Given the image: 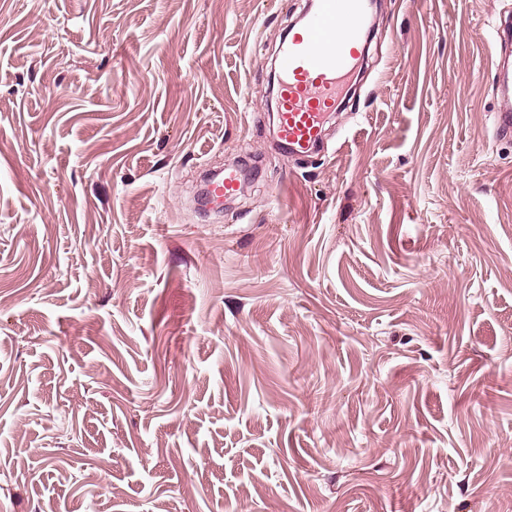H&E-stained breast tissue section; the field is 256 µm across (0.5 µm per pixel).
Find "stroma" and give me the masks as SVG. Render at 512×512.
Masks as SVG:
<instances>
[{
    "mask_svg": "<svg viewBox=\"0 0 512 512\" xmlns=\"http://www.w3.org/2000/svg\"><path fill=\"white\" fill-rule=\"evenodd\" d=\"M305 4L0 0V512H512V0H382L287 154ZM239 189L237 174L232 169L224 170V178L215 181L212 178L206 185L204 191L213 203L232 198Z\"/></svg>",
    "mask_w": 512,
    "mask_h": 512,
    "instance_id": "stroma-1",
    "label": "stroma"
}]
</instances>
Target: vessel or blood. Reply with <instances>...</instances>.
I'll use <instances>...</instances> for the list:
<instances>
[{
  "label": "vessel or blood",
  "mask_w": 512,
  "mask_h": 512,
  "mask_svg": "<svg viewBox=\"0 0 512 512\" xmlns=\"http://www.w3.org/2000/svg\"><path fill=\"white\" fill-rule=\"evenodd\" d=\"M366 0H313L291 29L278 58L277 112L282 141L309 149L322 140L323 119L336 108V95L364 55L362 19ZM239 189L234 170L205 187L211 202Z\"/></svg>",
  "instance_id": "obj_1"
}]
</instances>
